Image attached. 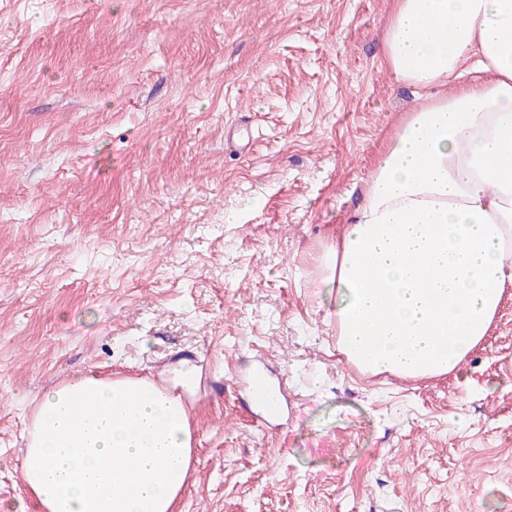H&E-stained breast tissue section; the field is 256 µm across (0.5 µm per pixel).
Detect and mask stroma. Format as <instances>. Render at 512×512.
I'll list each match as a JSON object with an SVG mask.
<instances>
[{"label":"stroma","mask_w":512,"mask_h":512,"mask_svg":"<svg viewBox=\"0 0 512 512\" xmlns=\"http://www.w3.org/2000/svg\"><path fill=\"white\" fill-rule=\"evenodd\" d=\"M394 0H0V512L89 367L200 365L179 512H512V287L446 375L339 352L319 259L403 113ZM287 388L268 420L247 381Z\"/></svg>","instance_id":"stroma-1"}]
</instances>
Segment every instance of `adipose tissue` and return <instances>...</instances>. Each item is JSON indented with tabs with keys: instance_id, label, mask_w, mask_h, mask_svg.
<instances>
[{
	"instance_id": "1",
	"label": "adipose tissue",
	"mask_w": 512,
	"mask_h": 512,
	"mask_svg": "<svg viewBox=\"0 0 512 512\" xmlns=\"http://www.w3.org/2000/svg\"><path fill=\"white\" fill-rule=\"evenodd\" d=\"M408 112L320 262L340 352L402 378L456 370L512 285V0H397L383 37ZM190 360L47 390L22 478L38 512H175L193 458Z\"/></svg>"
}]
</instances>
